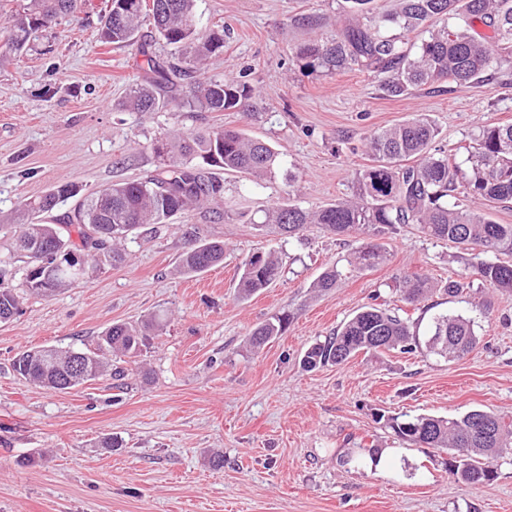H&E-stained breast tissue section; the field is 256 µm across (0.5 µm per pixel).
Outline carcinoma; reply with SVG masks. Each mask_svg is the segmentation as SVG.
<instances>
[{
    "instance_id": "cac0c4a2",
    "label": "carcinoma",
    "mask_w": 512,
    "mask_h": 512,
    "mask_svg": "<svg viewBox=\"0 0 512 512\" xmlns=\"http://www.w3.org/2000/svg\"><path fill=\"white\" fill-rule=\"evenodd\" d=\"M81 0H29L5 21L6 43L14 52L24 50L32 35L68 15ZM152 18L155 35L172 47L177 61L159 63L145 48V76L135 84L128 107L136 112H155L167 104L157 97V83L178 86L188 81L176 107L193 111L224 112L241 109L252 90L227 80H195L208 57L224 47V32L203 33L198 28L196 0H119L100 18L102 42L137 43L141 16ZM441 16H458L462 23L432 31L415 53L402 40L386 35L389 23L408 35L426 29ZM491 34H472L476 23ZM512 47V0H399L395 12L375 24L355 23L336 38L309 43L299 49L313 69L341 73L357 69L385 74V90L392 96L442 81L458 85L479 82L512 60L502 51ZM438 134L431 118L417 115L367 138L372 164L357 173L356 192L320 210L308 211L290 202L265 212L258 229L271 227L291 238L310 224H318L334 236H363L348 264L372 269L387 260L380 240L396 233L402 224H415L439 241L456 244L463 254L473 251L485 258L471 264L481 283L500 293H512V224H499L491 213L467 205L481 201L490 207H512V124L485 126L475 138L470 170L432 148ZM163 167L140 181L122 182L90 194L77 202L66 224H44L40 216L78 194L77 186L64 181L25 204L27 219L15 225L13 244L27 258L24 286L37 296L52 297L80 282L70 254L91 263L124 260L119 244L146 224H164L191 207H200L223 194V185L207 175L206 167L241 172L260 184L275 175L278 153L267 143L229 128L185 133L174 132L156 145ZM412 164H407V161ZM77 238H72V233ZM224 263V243L192 234L191 247L179 260L183 274L206 272ZM278 257L254 253L242 266L238 298L246 300L268 288L281 274ZM333 265L313 287L328 290L342 280ZM399 291L409 304L442 293L456 297L464 284L450 280L444 286L413 274L404 278ZM20 296L0 278V317L11 320L19 310ZM287 317L258 324L250 332L249 345L259 349L280 335ZM158 328L150 317L132 325L115 323L93 349L62 350L53 346L28 349L14 359V370L30 382L54 392H64L104 374L108 355L137 356L147 336ZM474 321L461 314L433 316L427 333L420 320L401 317L376 305L365 306L324 340L305 353L307 368L340 364L359 352L399 351L421 348L450 359H462L479 344ZM79 354L87 370L83 378L64 377L73 354ZM386 426L403 441L418 447L446 449L451 455L448 472L465 485L490 483L497 477L493 461L512 453V418L483 410L456 417L419 415L390 417Z\"/></svg>"
}]
</instances>
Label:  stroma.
I'll use <instances>...</instances> for the list:
<instances>
[{
  "mask_svg": "<svg viewBox=\"0 0 512 512\" xmlns=\"http://www.w3.org/2000/svg\"><path fill=\"white\" fill-rule=\"evenodd\" d=\"M107 5L84 0L25 50L0 52V222L64 180L85 196L155 173L152 146L175 129H240L269 143L280 167L259 186L212 168L224 184L217 210L145 226L124 262L90 267L55 298L24 296L0 324V512H512L511 455L495 460L493 483L465 486L449 475L448 452L408 445L384 423L475 409L512 417V297L478 281L456 298L428 297L435 312L474 320L480 343L463 359L361 352L309 370L305 351L365 305L420 317L393 288L403 274L440 282L470 271L451 243L412 225L387 237V261L366 271L347 266L359 238L314 224L289 239L253 228L280 202L316 210L352 197L370 162L366 136L419 113L435 121L437 146L464 161L482 127L512 124V84L497 74L393 97L382 76L328 74L298 55L351 22L349 0H197L200 29L224 30L204 76L250 86V111L132 112L125 101L145 59L99 42ZM196 230L223 242L224 263L183 275L177 264ZM269 251L281 277L240 300L243 260ZM334 265L340 286L314 289ZM284 314L282 335L251 351L250 331ZM152 315L160 327L123 382L108 374L55 393L12 369L25 349L93 348L112 324ZM109 437L118 447H103ZM359 446L392 455L381 466L366 456L344 463ZM215 453L223 467L210 463Z\"/></svg>",
  "mask_w": 512,
  "mask_h": 512,
  "instance_id": "1",
  "label": "stroma"
}]
</instances>
